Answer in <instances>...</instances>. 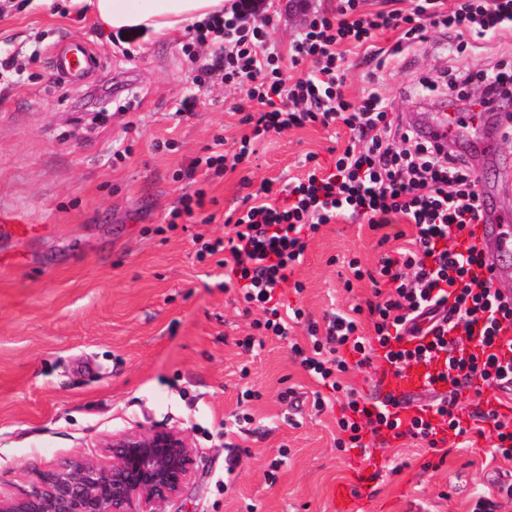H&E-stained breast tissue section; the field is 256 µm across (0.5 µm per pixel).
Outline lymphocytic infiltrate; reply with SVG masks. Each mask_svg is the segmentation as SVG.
<instances>
[{
	"instance_id": "1",
	"label": "lymphocytic infiltrate",
	"mask_w": 512,
	"mask_h": 512,
	"mask_svg": "<svg viewBox=\"0 0 512 512\" xmlns=\"http://www.w3.org/2000/svg\"><path fill=\"white\" fill-rule=\"evenodd\" d=\"M365 2L336 0L334 9L309 14L286 50L270 40L269 0H226L223 13L195 24L184 54L195 60L209 47L213 55L194 83L218 75L224 85L243 89L250 110L240 119L244 131L234 151L214 137L186 178L251 163L272 132L339 123L350 131L329 166L306 154L303 177L276 192L264 184L247 194L226 218L224 236L204 242L200 252L219 256L224 286L237 290L244 312L258 310L251 322L258 335L285 339L291 325L305 326L307 345L292 344L291 351L319 385L342 396L337 448L363 447L369 435L385 443L417 438L433 449L444 435L474 434L490 439V459L512 462V420L492 405L469 412L463 404L466 392L500 386L512 368V343L499 338L512 329V297L494 287L477 242L481 197L469 161L395 123L378 93L357 103L343 93L347 50L361 51L376 70L390 69L432 27L456 56L476 39L512 35V0H409L407 8L375 13L365 11ZM385 32L394 41L378 46L376 37ZM303 63L304 76L288 82L285 71ZM445 80L467 107H512L511 59L474 74L451 69ZM340 218L366 222L384 243L392 224L411 225L415 234L407 246L382 254L375 270L349 259L345 288L369 280L374 298L319 323L303 309L286 308L282 291L303 292L294 274L321 227ZM377 363L397 376L416 363L432 367L448 385L447 400L405 417L345 385V374Z\"/></svg>"
}]
</instances>
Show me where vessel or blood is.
<instances>
[{
    "mask_svg": "<svg viewBox=\"0 0 512 512\" xmlns=\"http://www.w3.org/2000/svg\"><path fill=\"white\" fill-rule=\"evenodd\" d=\"M53 59L56 74L75 85L101 64L99 55L85 40L78 38L58 46ZM411 127L428 141L448 145L464 153L473 148L485 151L493 139L490 129L460 126L454 114L444 111L415 113ZM482 194L485 203L480 246L492 266V281L497 284L512 278V222L506 220L501 206L502 200L512 197V176L499 178L493 187L483 188ZM376 388L380 393L403 401L429 389L438 395L447 391L445 384L431 383L427 374L418 372L414 367L398 377L389 374L379 376Z\"/></svg>",
    "mask_w": 512,
    "mask_h": 512,
    "instance_id": "vessel-or-blood-1",
    "label": "vessel or blood"
}]
</instances>
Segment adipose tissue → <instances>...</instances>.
<instances>
[{
    "instance_id": "1",
    "label": "adipose tissue",
    "mask_w": 512,
    "mask_h": 512,
    "mask_svg": "<svg viewBox=\"0 0 512 512\" xmlns=\"http://www.w3.org/2000/svg\"><path fill=\"white\" fill-rule=\"evenodd\" d=\"M105 29L164 36L221 13L224 0H95Z\"/></svg>"
}]
</instances>
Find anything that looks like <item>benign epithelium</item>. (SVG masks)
Returning a JSON list of instances; mask_svg holds the SVG:
<instances>
[{"label": "benign epithelium", "mask_w": 512, "mask_h": 512, "mask_svg": "<svg viewBox=\"0 0 512 512\" xmlns=\"http://www.w3.org/2000/svg\"><path fill=\"white\" fill-rule=\"evenodd\" d=\"M109 462L67 458L0 512H164L189 481L194 448L185 433L148 428L112 437Z\"/></svg>", "instance_id": "1"}]
</instances>
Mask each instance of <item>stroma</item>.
I'll use <instances>...</instances> for the list:
<instances>
[{
    "label": "stroma",
    "instance_id": "1",
    "mask_svg": "<svg viewBox=\"0 0 512 512\" xmlns=\"http://www.w3.org/2000/svg\"><path fill=\"white\" fill-rule=\"evenodd\" d=\"M335 4L274 0L273 41L287 48L307 9ZM190 36L108 31L73 0H0V53L24 66L23 76H0V212L35 227L0 238L2 495L30 490L65 458L106 463L113 435L146 428L183 431L196 451L191 478L166 512H328L331 487L363 461L359 449L335 447L337 408H313L319 386L289 349L304 342V329L239 347L250 319L224 291L223 268L199 256L195 241L223 236L227 214L264 181L280 188L300 176L307 152L330 161L349 131L273 135L256 167L211 178L212 223L166 228L167 213L193 189L178 171L213 136L241 133V91L218 80L193 84L182 52ZM70 38L87 39L104 60L81 85L54 80L51 52ZM442 43L428 32L399 66L374 77L360 54L348 53L345 95L376 91L406 120L420 81L438 84L444 70L476 72L512 54L507 38L455 58ZM106 89L110 119H82L81 103ZM189 95L193 115L176 116ZM378 239L347 219L322 227L297 273L304 292L285 289L284 302L319 321L370 298L369 281L348 291L341 272L353 256L375 267ZM248 389L257 398L241 401ZM243 411L253 421L240 426ZM489 446L475 437L442 453L407 439L373 448L381 476L363 512H471L489 493Z\"/></svg>",
    "mask_w": 512,
    "mask_h": 512
}]
</instances>
